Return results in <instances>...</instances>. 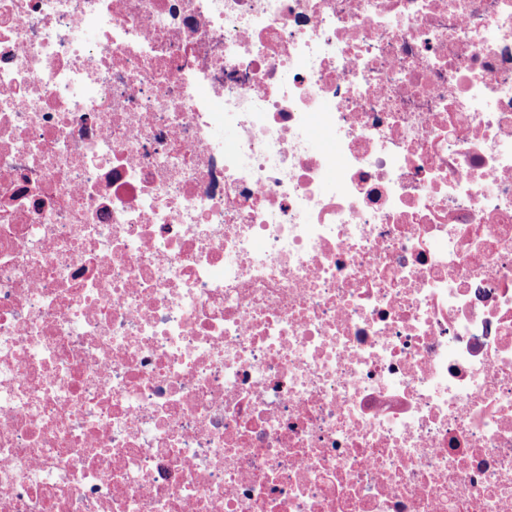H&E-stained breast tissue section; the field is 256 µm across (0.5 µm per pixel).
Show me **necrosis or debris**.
Here are the masks:
<instances>
[{
	"mask_svg": "<svg viewBox=\"0 0 512 512\" xmlns=\"http://www.w3.org/2000/svg\"><path fill=\"white\" fill-rule=\"evenodd\" d=\"M0 512H512V0H0Z\"/></svg>",
	"mask_w": 512,
	"mask_h": 512,
	"instance_id": "4bbe7bcc",
	"label": "necrosis or debris"
}]
</instances>
